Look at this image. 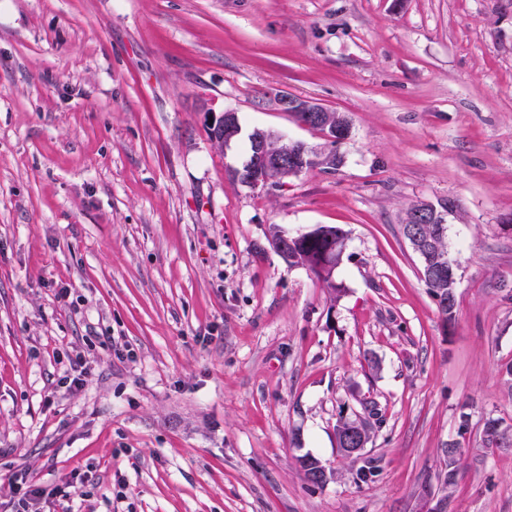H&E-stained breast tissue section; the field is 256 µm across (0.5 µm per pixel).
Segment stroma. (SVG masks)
<instances>
[{"mask_svg": "<svg viewBox=\"0 0 512 512\" xmlns=\"http://www.w3.org/2000/svg\"><path fill=\"white\" fill-rule=\"evenodd\" d=\"M272 87L348 119L336 169L226 176L256 128L323 147ZM450 199L449 321L401 224ZM319 225L337 294L267 243ZM510 364L512 0H0V512L21 473L44 512H422L451 466L447 512H512ZM210 139L221 149H231L237 142L242 126L238 113L234 109H224L219 116H214L209 123Z\"/></svg>", "mask_w": 512, "mask_h": 512, "instance_id": "1", "label": "stroma"}]
</instances>
